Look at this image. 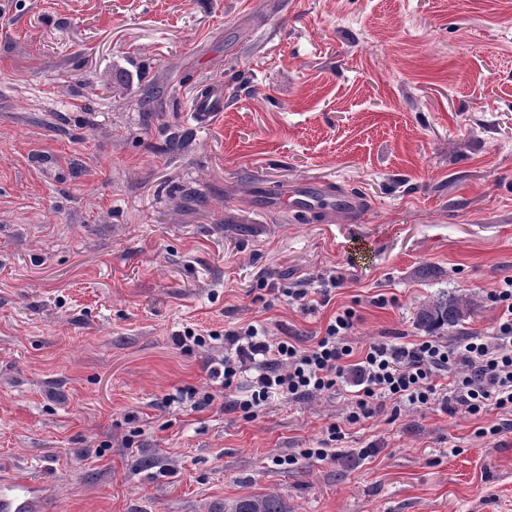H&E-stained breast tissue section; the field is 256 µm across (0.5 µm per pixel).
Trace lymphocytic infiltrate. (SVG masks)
Wrapping results in <instances>:
<instances>
[{"instance_id":"f902f5d3","label":"lymphocytic infiltrate","mask_w":512,"mask_h":512,"mask_svg":"<svg viewBox=\"0 0 512 512\" xmlns=\"http://www.w3.org/2000/svg\"><path fill=\"white\" fill-rule=\"evenodd\" d=\"M498 310L490 334L468 336L448 345L430 338L418 343L375 341L357 348L352 337L356 312L339 310L323 336L309 347L277 336L264 324H246L224 336L185 328L176 344L185 351L224 347L219 360L207 361L208 381L232 391L247 365L257 374L249 395L233 402L234 410L250 419L279 398L308 399L345 393L341 423L330 424L319 447L300 456L276 458V465L294 466L299 460H324L335 455L344 428L372 418L383 410L421 409L439 398L437 377H449V413L479 417L490 411L512 414V276L504 277L488 294ZM354 366L357 378L347 384L345 370Z\"/></svg>"}]
</instances>
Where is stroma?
Listing matches in <instances>:
<instances>
[{
    "instance_id": "obj_1",
    "label": "stroma",
    "mask_w": 512,
    "mask_h": 512,
    "mask_svg": "<svg viewBox=\"0 0 512 512\" xmlns=\"http://www.w3.org/2000/svg\"><path fill=\"white\" fill-rule=\"evenodd\" d=\"M320 187L364 219L272 197ZM332 276L315 308L274 297ZM507 276L512 0H0V479L44 512H512V430L473 436L494 411L383 412L288 469L341 396L164 403L204 383L184 327L308 346L350 307L356 342L409 343L420 303L467 294L452 344L490 333ZM224 512H289L280 495H250L224 505Z\"/></svg>"
}]
</instances>
